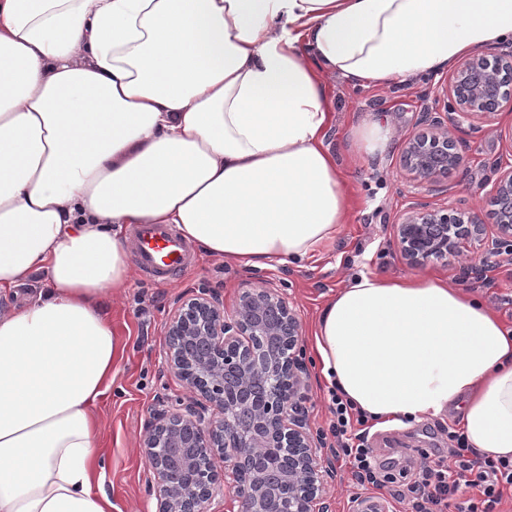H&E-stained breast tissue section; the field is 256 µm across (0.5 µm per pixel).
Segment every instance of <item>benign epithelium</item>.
I'll list each match as a JSON object with an SVG mask.
<instances>
[{"mask_svg":"<svg viewBox=\"0 0 512 512\" xmlns=\"http://www.w3.org/2000/svg\"><path fill=\"white\" fill-rule=\"evenodd\" d=\"M512 68V51L461 59L451 76L445 114L482 123L512 112V92L498 77ZM425 128L406 141L403 170L428 187L463 164L444 119L426 113ZM496 206L483 216L416 208L395 225L406 261L421 267L447 260L480 239L492 224L496 238L484 257L512 256V166L489 180ZM166 363L190 392L151 414L142 440L156 488L157 512H210L229 492L239 512H315L325 494V458L307 426L308 384L300 358L296 311L272 286L243 288L231 310L202 286L176 307L164 326ZM232 481H227V478Z\"/></svg>","mask_w":512,"mask_h":512,"instance_id":"obj_1","label":"benign epithelium"}]
</instances>
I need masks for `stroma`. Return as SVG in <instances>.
Listing matches in <instances>:
<instances>
[{
    "label": "stroma",
    "mask_w": 512,
    "mask_h": 512,
    "mask_svg": "<svg viewBox=\"0 0 512 512\" xmlns=\"http://www.w3.org/2000/svg\"><path fill=\"white\" fill-rule=\"evenodd\" d=\"M450 70L425 81L400 87L361 89L333 78L327 95L332 121L326 141L336 155L339 169L353 201L348 224L314 258L288 265L277 262L254 270L228 266L190 248L187 264L167 280H155L134 272L133 285L108 309L112 329L123 349L113 380L100 399L103 425L100 450L107 461L105 486L112 499V512H156V491L140 448L153 409L189 396L185 385L168 369L164 356V324L177 303L188 300L201 286H208L232 305L239 289L267 284L286 296L297 311L304 337L302 360L309 376L308 424L314 437L327 433L331 415L328 384L320 373L310 336L327 298L353 276L365 272L382 277L412 275L393 243V226L410 208L427 205L462 214L489 209L491 198L485 182L492 164L512 165V112H504L480 129L463 124L449 126L464 156L461 168L449 171L444 191L431 192L409 180L401 169L405 140L421 129L424 113L444 109L445 86ZM386 115L393 135L387 151L367 155L355 145L352 132L370 114ZM482 247L468 245L451 261H435L422 272L448 279L468 291L512 324V262L482 264ZM457 411L411 425H373L370 444L375 448L386 481L383 486L359 490L351 469L335 458L331 448L322 453L329 461L325 477V503L329 512H355L358 503L369 500L383 512H405L391 496L393 476L412 467L422 457L447 456L454 442L448 433L459 430Z\"/></svg>",
    "instance_id": "35a3bbf8"
}]
</instances>
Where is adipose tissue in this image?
<instances>
[{
	"mask_svg": "<svg viewBox=\"0 0 512 512\" xmlns=\"http://www.w3.org/2000/svg\"><path fill=\"white\" fill-rule=\"evenodd\" d=\"M512 43V0H0V512H112L97 402L122 349L124 228L227 264L306 260L349 223L327 80L409 84ZM324 379L370 420L456 410L512 462V327L436 276L327 300Z\"/></svg>",
	"mask_w": 512,
	"mask_h": 512,
	"instance_id": "adipose-tissue-1",
	"label": "adipose tissue"
}]
</instances>
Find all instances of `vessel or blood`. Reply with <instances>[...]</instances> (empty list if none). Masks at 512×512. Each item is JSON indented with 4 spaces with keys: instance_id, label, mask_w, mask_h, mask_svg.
Here are the masks:
<instances>
[{
    "instance_id": "1",
    "label": "vessel or blood",
    "mask_w": 512,
    "mask_h": 512,
    "mask_svg": "<svg viewBox=\"0 0 512 512\" xmlns=\"http://www.w3.org/2000/svg\"><path fill=\"white\" fill-rule=\"evenodd\" d=\"M186 253L184 241L167 226L145 225L138 231L135 262L148 277L166 279L183 264Z\"/></svg>"
}]
</instances>
